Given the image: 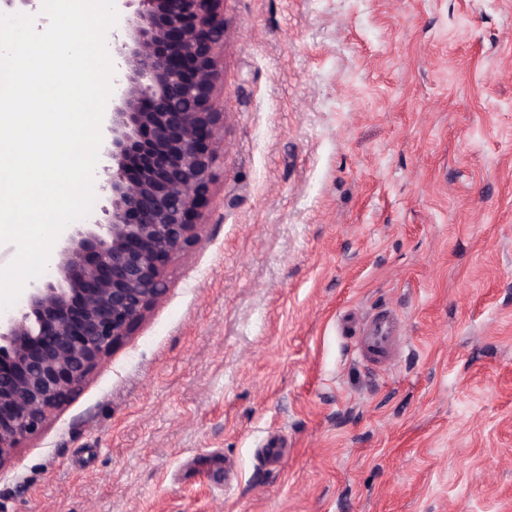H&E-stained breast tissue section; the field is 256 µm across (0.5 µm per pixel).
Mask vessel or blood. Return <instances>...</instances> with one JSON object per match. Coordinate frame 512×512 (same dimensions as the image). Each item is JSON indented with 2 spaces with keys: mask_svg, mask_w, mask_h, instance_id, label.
Segmentation results:
<instances>
[{
  "mask_svg": "<svg viewBox=\"0 0 512 512\" xmlns=\"http://www.w3.org/2000/svg\"><path fill=\"white\" fill-rule=\"evenodd\" d=\"M406 342L401 318L385 309L362 320L353 353L362 364L386 372L396 366Z\"/></svg>",
  "mask_w": 512,
  "mask_h": 512,
  "instance_id": "1",
  "label": "vessel or blood"
}]
</instances>
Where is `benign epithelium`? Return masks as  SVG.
<instances>
[{
  "label": "benign epithelium",
  "instance_id": "benign-epithelium-1",
  "mask_svg": "<svg viewBox=\"0 0 512 512\" xmlns=\"http://www.w3.org/2000/svg\"><path fill=\"white\" fill-rule=\"evenodd\" d=\"M223 0H124L101 183L109 205L70 224L45 277L0 316V469L42 432L165 294L198 239L224 144Z\"/></svg>",
  "mask_w": 512,
  "mask_h": 512
}]
</instances>
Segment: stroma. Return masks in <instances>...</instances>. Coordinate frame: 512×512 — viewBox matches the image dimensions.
<instances>
[{"label":"stroma","instance_id":"35a3bbf8","mask_svg":"<svg viewBox=\"0 0 512 512\" xmlns=\"http://www.w3.org/2000/svg\"><path fill=\"white\" fill-rule=\"evenodd\" d=\"M224 23L200 238L0 512H512V0ZM384 308L408 344L382 374L351 352Z\"/></svg>","mask_w":512,"mask_h":512}]
</instances>
